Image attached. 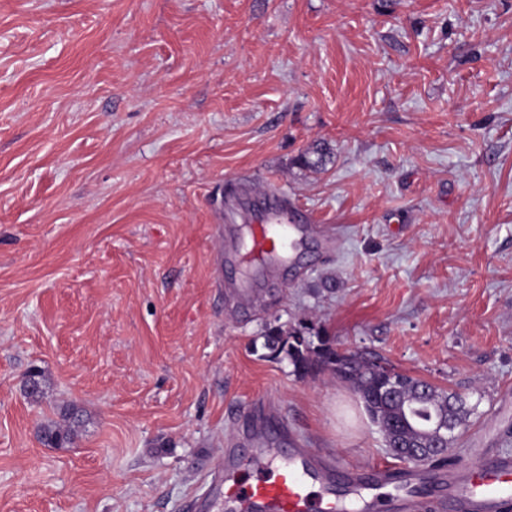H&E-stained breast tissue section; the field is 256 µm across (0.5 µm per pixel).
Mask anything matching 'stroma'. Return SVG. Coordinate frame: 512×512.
<instances>
[{
	"mask_svg": "<svg viewBox=\"0 0 512 512\" xmlns=\"http://www.w3.org/2000/svg\"><path fill=\"white\" fill-rule=\"evenodd\" d=\"M254 185L331 249L244 310L213 227ZM275 320L482 394L454 454H512V0H0V512H241L257 420L283 464L399 466ZM57 415V420L48 421L38 430L40 441L51 448L72 444L84 423V411L74 403L59 406Z\"/></svg>",
	"mask_w": 512,
	"mask_h": 512,
	"instance_id": "stroma-1",
	"label": "stroma"
}]
</instances>
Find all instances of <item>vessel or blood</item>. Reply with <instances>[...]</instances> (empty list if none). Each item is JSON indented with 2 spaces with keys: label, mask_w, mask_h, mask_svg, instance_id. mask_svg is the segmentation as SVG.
Here are the masks:
<instances>
[{
  "label": "vessel or blood",
  "mask_w": 512,
  "mask_h": 512,
  "mask_svg": "<svg viewBox=\"0 0 512 512\" xmlns=\"http://www.w3.org/2000/svg\"><path fill=\"white\" fill-rule=\"evenodd\" d=\"M317 229L297 223L284 197L264 195L253 210L248 261L250 274L228 284L238 302H252L266 278L275 275L285 261L290 240L306 241ZM255 480L241 485L235 478L236 456L224 459V482L219 489L225 498L244 504L248 512H344L353 503L355 512H378L375 491L387 471L373 467L333 473L317 466L309 449L294 451L287 465L275 466L276 449L264 447L262 433H254ZM447 479L425 478L411 467L397 482L396 494L387 502L388 512H507L512 507V457L488 456L477 462L450 459L442 463Z\"/></svg>",
  "instance_id": "1"
}]
</instances>
